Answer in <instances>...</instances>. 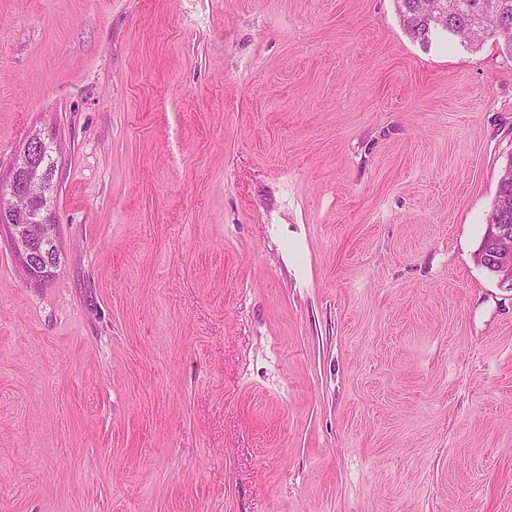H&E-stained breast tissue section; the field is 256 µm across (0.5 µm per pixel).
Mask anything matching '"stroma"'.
<instances>
[{"instance_id":"35a3bbf8","label":"stroma","mask_w":512,"mask_h":512,"mask_svg":"<svg viewBox=\"0 0 512 512\" xmlns=\"http://www.w3.org/2000/svg\"><path fill=\"white\" fill-rule=\"evenodd\" d=\"M0 512H512V289L476 261L512 55L396 0H0ZM50 144L42 138L40 133H34L28 138L23 153L19 154L16 158L12 179L8 185L9 196L12 199H20L21 203L14 206L11 200L1 202L0 198V217L2 222H4L5 216H10L11 222L20 223L12 224L13 245L15 251L34 275L42 274L44 268H47V265L50 263L48 252L43 253L40 250L42 244H46L53 239L52 254H55L56 249L60 250L59 239L54 235L51 226L54 223L50 203L53 192L52 181L56 171L52 155L49 158L44 157L42 159L40 157L38 159L44 171L47 170V196L51 223L47 224L42 214L37 213L34 209L36 201H39L43 194L44 181L34 169L32 158L33 155L41 153L46 146L51 148ZM54 230L57 232L56 225Z\"/></svg>"}]
</instances>
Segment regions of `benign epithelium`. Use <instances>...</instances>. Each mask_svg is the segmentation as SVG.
Returning <instances> with one entry per match:
<instances>
[{
    "mask_svg": "<svg viewBox=\"0 0 512 512\" xmlns=\"http://www.w3.org/2000/svg\"><path fill=\"white\" fill-rule=\"evenodd\" d=\"M46 146L48 142L39 133L28 138L23 153L16 158L8 185L9 196L20 200V203H0V217L8 216L14 222L12 235L15 251L35 275L43 273L50 263L48 253L41 251L40 247L51 241L54 248H60L52 226L34 209L36 201L43 194V179L34 169L32 158ZM490 228L492 232L482 252L480 265L501 284L512 288V225L492 224Z\"/></svg>",
    "mask_w": 512,
    "mask_h": 512,
    "instance_id": "1",
    "label": "benign epithelium"
}]
</instances>
